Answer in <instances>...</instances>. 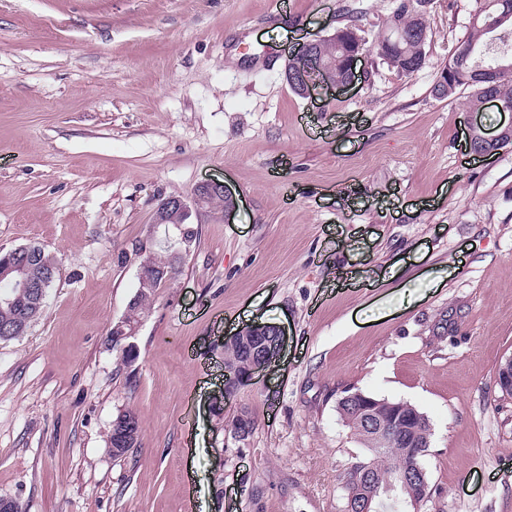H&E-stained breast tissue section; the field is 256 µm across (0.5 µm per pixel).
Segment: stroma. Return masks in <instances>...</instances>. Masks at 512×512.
<instances>
[{"instance_id": "stroma-1", "label": "stroma", "mask_w": 512, "mask_h": 512, "mask_svg": "<svg viewBox=\"0 0 512 512\" xmlns=\"http://www.w3.org/2000/svg\"><path fill=\"white\" fill-rule=\"evenodd\" d=\"M398 0H0V250L60 272L27 334L0 341V497L22 512H345L364 450L336 411L352 386L429 419L421 512H512V146L469 151L512 115L431 89L485 0H428L425 66L373 43ZM362 10L360 79L300 97L293 53ZM208 180L237 201L158 224ZM190 253L107 347L144 260ZM285 332L225 397L237 315ZM223 396V395H222ZM136 410L142 444L107 450ZM245 439L226 427L240 410ZM223 500H216V490ZM189 208L186 200L180 197L168 198L158 205L154 221L158 224H181V218L189 212ZM138 325L139 323L134 324L132 321H128L125 317H122L116 322L115 325H113L111 329L112 336H109L108 346L113 352L116 353L117 359L124 366L131 365L132 360L128 359L125 352L112 347V345L121 343V347L129 352L133 343L127 342V339L135 335Z\"/></svg>"}]
</instances>
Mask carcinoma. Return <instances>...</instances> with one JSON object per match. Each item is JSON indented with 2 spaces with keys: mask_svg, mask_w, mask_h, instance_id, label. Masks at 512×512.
<instances>
[{
  "mask_svg": "<svg viewBox=\"0 0 512 512\" xmlns=\"http://www.w3.org/2000/svg\"><path fill=\"white\" fill-rule=\"evenodd\" d=\"M425 0H400L393 10L387 34L374 44L376 54L398 72L411 76L426 61V47L432 34L424 17L422 4ZM357 13L350 12V23L336 29L317 48L316 57L328 65V72L338 82L355 79V69L349 65V57L363 50L365 38L361 35ZM512 37V9L504 8L503 0H489L488 10L477 15L466 39L459 42L453 55L441 70L432 92L439 97H451L461 90H470L467 104L472 110H480L484 104V89L493 91L504 105L512 108V51H502L493 60L486 61L492 45L506 37ZM473 147L481 152L493 153L512 145V129L503 133L495 142L487 141L479 130L471 135ZM164 286L157 281L156 287L146 288L135 295L131 306L132 315L142 318L149 310L156 289ZM253 343L241 334L224 345V365L243 376L251 364ZM358 401L347 402L342 410L352 422L356 433L364 438L366 454L345 473V487L361 483H377L380 487L392 485L393 495L408 499L417 493L418 474L422 455L415 453L418 444L430 437L426 416L408 402L397 409L396 419L404 428L392 427L390 444L382 450L371 449L369 431L358 415ZM254 426L251 414L242 409L231 420V430L237 437L249 435ZM112 458L125 457L141 445L139 415L126 409L112 420ZM400 461V466L389 469V462Z\"/></svg>",
  "mask_w": 512,
  "mask_h": 512,
  "instance_id": "obj_1",
  "label": "carcinoma"
}]
</instances>
